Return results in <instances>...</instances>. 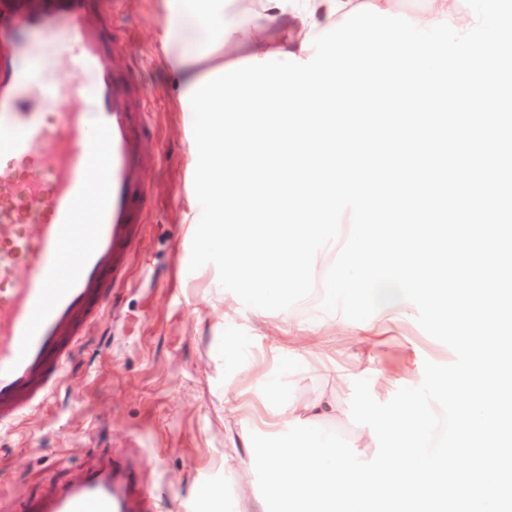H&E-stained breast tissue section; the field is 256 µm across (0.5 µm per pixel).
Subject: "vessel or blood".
<instances>
[{
	"label": "vessel or blood",
	"mask_w": 512,
	"mask_h": 512,
	"mask_svg": "<svg viewBox=\"0 0 512 512\" xmlns=\"http://www.w3.org/2000/svg\"><path fill=\"white\" fill-rule=\"evenodd\" d=\"M91 86L83 111L46 68ZM37 111H30V104ZM106 0H0V431L50 398L124 277L156 157ZM14 512H158L135 461L105 453Z\"/></svg>",
	"instance_id": "obj_1"
}]
</instances>
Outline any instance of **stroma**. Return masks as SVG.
<instances>
[{
    "label": "stroma",
    "instance_id": "obj_1",
    "mask_svg": "<svg viewBox=\"0 0 512 512\" xmlns=\"http://www.w3.org/2000/svg\"><path fill=\"white\" fill-rule=\"evenodd\" d=\"M114 10L156 133L145 223L125 283L53 395L0 434V505L39 495L112 450L136 459L160 512H257L261 493L246 463L254 451L239 442L266 429L245 413L226 418L227 398L244 392L265 412L334 399L341 413H323L317 426L368 461L378 444L351 418L354 381L369 379L384 403L421 383L411 362L447 364L454 353L418 325L407 301L359 323L321 312L318 287L291 309L267 311L222 288L214 265L189 271L193 130L161 60V0H116ZM213 488L223 497H210Z\"/></svg>",
    "mask_w": 512,
    "mask_h": 512
}]
</instances>
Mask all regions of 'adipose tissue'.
I'll return each instance as SVG.
<instances>
[{"label": "adipose tissue", "instance_id": "1", "mask_svg": "<svg viewBox=\"0 0 512 512\" xmlns=\"http://www.w3.org/2000/svg\"><path fill=\"white\" fill-rule=\"evenodd\" d=\"M366 4L389 9L392 0H240L247 23L227 31L224 0H162L165 60L181 93L230 65L274 53L308 59L304 38L341 22Z\"/></svg>", "mask_w": 512, "mask_h": 512}]
</instances>
